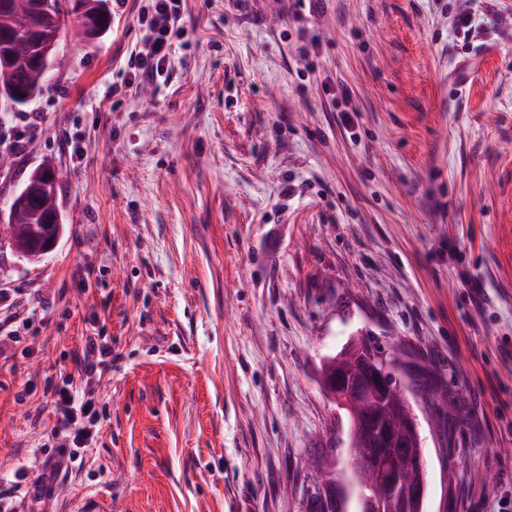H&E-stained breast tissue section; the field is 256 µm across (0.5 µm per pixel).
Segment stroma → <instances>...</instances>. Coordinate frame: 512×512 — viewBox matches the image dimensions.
Masks as SVG:
<instances>
[{
  "mask_svg": "<svg viewBox=\"0 0 512 512\" xmlns=\"http://www.w3.org/2000/svg\"><path fill=\"white\" fill-rule=\"evenodd\" d=\"M454 2L186 0L167 80L123 96L137 0L86 42L67 17L64 67L0 107V203L52 168L64 224L38 262L0 242L1 485L84 336L112 367L95 444L17 512H354L319 369L362 329L448 396L415 405L425 512H512V0L468 41Z\"/></svg>",
  "mask_w": 512,
  "mask_h": 512,
  "instance_id": "1",
  "label": "stroma"
}]
</instances>
